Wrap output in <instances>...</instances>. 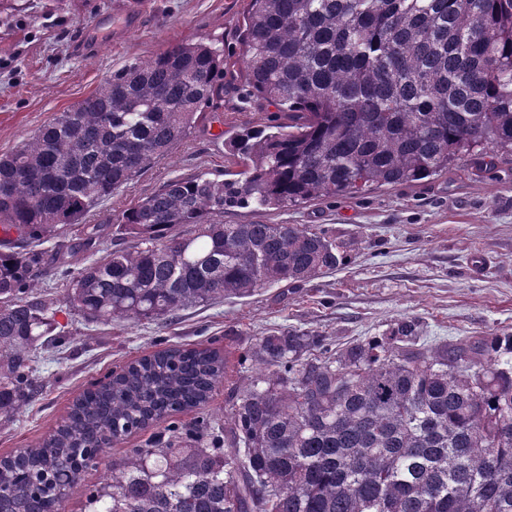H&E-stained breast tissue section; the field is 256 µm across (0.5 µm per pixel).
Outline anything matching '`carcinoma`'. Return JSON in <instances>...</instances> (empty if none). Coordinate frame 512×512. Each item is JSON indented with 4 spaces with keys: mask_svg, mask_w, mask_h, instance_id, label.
<instances>
[{
    "mask_svg": "<svg viewBox=\"0 0 512 512\" xmlns=\"http://www.w3.org/2000/svg\"><path fill=\"white\" fill-rule=\"evenodd\" d=\"M243 76L288 113L243 131L237 179L174 177L119 218L129 245L83 266L56 303L36 273L101 240L87 216L167 156L224 96V49L178 43L112 72L0 157V416L39 385L58 313L167 321L339 266L305 224H226L412 183L512 150V0H243ZM194 226L188 234L177 229ZM50 251L20 252L11 234ZM408 320L332 351L307 332L250 343L224 424L179 425L222 382L211 350L166 349L94 382L63 424L0 459V512H63L108 445L151 422L89 488L88 512H512V334L419 344Z\"/></svg>",
    "mask_w": 512,
    "mask_h": 512,
    "instance_id": "carcinoma-1",
    "label": "carcinoma"
}]
</instances>
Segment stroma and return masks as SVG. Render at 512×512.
Returning a JSON list of instances; mask_svg holds the SVG:
<instances>
[{"label":"stroma","mask_w":512,"mask_h":512,"mask_svg":"<svg viewBox=\"0 0 512 512\" xmlns=\"http://www.w3.org/2000/svg\"><path fill=\"white\" fill-rule=\"evenodd\" d=\"M26 10L0 20V155L31 138L56 113L92 94L125 65L202 38L224 44V99L208 107L188 136L102 202L87 218L115 224L121 213L168 179L200 172L235 176L229 151L247 128L287 123L250 93L238 59L242 0H25ZM143 7L141 25L125 29L123 10ZM228 224H307L335 241L336 270L300 285L277 284L246 298L182 311L168 322L109 324L59 314L67 342L40 353V389L19 414L0 417V458L37 445L66 419L95 379L172 347L210 348L224 360V380L206 414L220 418L232 390L253 370L244 352L276 330L319 336L336 349L383 335L400 319L415 321L423 343L512 334V152L493 163L464 162L419 182L374 187L281 209L225 210ZM484 266L475 270L473 257ZM151 424L107 448L87 470L65 512H84L85 494L107 466L157 435Z\"/></svg>","instance_id":"stroma-1"}]
</instances>
